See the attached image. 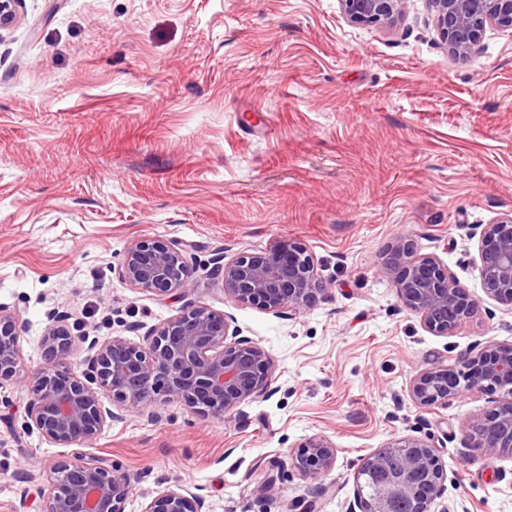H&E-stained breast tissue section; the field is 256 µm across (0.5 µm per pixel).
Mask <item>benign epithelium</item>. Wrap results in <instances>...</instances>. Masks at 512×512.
Returning <instances> with one entry per match:
<instances>
[{
    "mask_svg": "<svg viewBox=\"0 0 512 512\" xmlns=\"http://www.w3.org/2000/svg\"><path fill=\"white\" fill-rule=\"evenodd\" d=\"M433 19L448 51L474 53L485 29L512 31V0H429ZM17 0H0V31L18 21ZM351 23L388 27L407 8V0H339ZM485 293L512 308V213L486 225L478 244ZM191 246L180 241L142 238L126 249L117 268L127 286L159 296L184 294L192 284ZM223 273L224 293L241 305H256L292 317L312 306L324 291L314 258L300 243L283 240L274 247L231 261L214 259ZM395 272L402 305L418 314L431 332L447 336L471 317L477 301L432 259H413L412 244L398 241L386 264ZM43 334L44 363L30 368L22 358V316L0 305V388H27L25 428L51 443L81 446L117 418L102 395L140 411L161 400H179L214 417L230 414L242 402L266 394L273 361L252 339L240 335L234 319L204 306L181 311L150 328L139 343L115 336L106 340L74 336L69 315L55 309ZM462 390L499 394L497 405L465 431L463 447L491 456H512V343L488 342L456 364L417 374L410 398L422 405L448 402ZM404 452L396 469L382 456L368 461L386 472L383 494L372 506L362 497L361 512H394L395 500L410 497L414 512L435 510L441 480L422 493L420 477L443 475L437 446L404 437L391 444ZM292 461L308 474H324L336 462L335 446L312 438L297 446ZM41 492L38 512H126L136 478L111 459L74 451L55 462ZM142 512H210L203 495L181 484L149 494Z\"/></svg>",
    "mask_w": 512,
    "mask_h": 512,
    "instance_id": "obj_1",
    "label": "benign epithelium"
}]
</instances>
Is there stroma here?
<instances>
[{
  "label": "stroma",
  "instance_id": "1",
  "mask_svg": "<svg viewBox=\"0 0 512 512\" xmlns=\"http://www.w3.org/2000/svg\"><path fill=\"white\" fill-rule=\"evenodd\" d=\"M0 36V304L22 315V354L43 361L46 314L73 335L139 341L196 306L233 315L274 361L271 390L224 417L182 402L122 409L84 444L146 493L180 483L212 512H349L364 461L415 436L442 442L451 512H512V457L465 448L495 406L467 391L424 406L419 372L512 343L477 245L512 211V33L448 53L427 0L397 28L354 25L339 0H19ZM193 244V288L165 300L115 269L131 241ZM477 300L454 333L401 304L385 263L396 239ZM293 239L325 294L293 317L238 304L213 260ZM26 392L0 389V512L61 450L26 430ZM321 437L328 473L292 462ZM278 475L265 494L266 471Z\"/></svg>",
  "mask_w": 512,
  "mask_h": 512
}]
</instances>
